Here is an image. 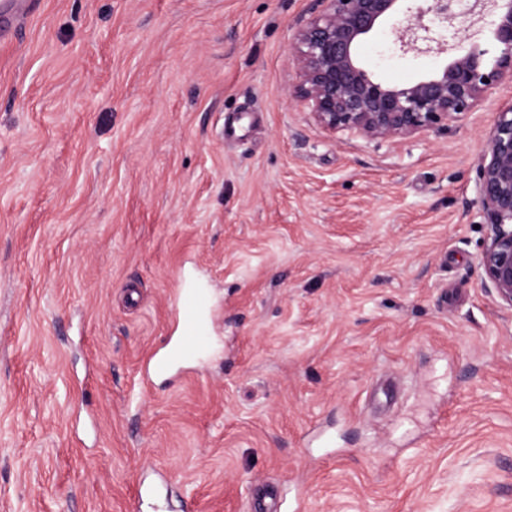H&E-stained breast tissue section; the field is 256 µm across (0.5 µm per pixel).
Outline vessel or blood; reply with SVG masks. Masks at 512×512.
I'll list each match as a JSON object with an SVG mask.
<instances>
[{
  "mask_svg": "<svg viewBox=\"0 0 512 512\" xmlns=\"http://www.w3.org/2000/svg\"><path fill=\"white\" fill-rule=\"evenodd\" d=\"M26 0H0V40H8L16 18L23 12ZM204 295L187 280H180L177 290V310L173 321L176 340L165 355L150 358L142 369L143 378L168 371L190 358H199L209 350L202 308Z\"/></svg>",
  "mask_w": 512,
  "mask_h": 512,
  "instance_id": "1",
  "label": "vessel or blood"
}]
</instances>
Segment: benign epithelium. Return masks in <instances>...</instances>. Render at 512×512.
Masks as SVG:
<instances>
[{
    "label": "benign epithelium",
    "instance_id": "benign-epithelium-1",
    "mask_svg": "<svg viewBox=\"0 0 512 512\" xmlns=\"http://www.w3.org/2000/svg\"><path fill=\"white\" fill-rule=\"evenodd\" d=\"M316 0L315 14L294 35L296 82L290 94L307 103L316 124L369 140H405L473 111L489 90L512 82V0ZM492 7L497 55L460 42L435 76L401 85L375 77L358 57L360 42L391 20L401 47L417 31L446 26L479 6ZM477 203L491 235L480 255L484 287L512 308V103L495 113L487 147L477 159Z\"/></svg>",
    "mask_w": 512,
    "mask_h": 512
}]
</instances>
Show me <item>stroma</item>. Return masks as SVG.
Listing matches in <instances>:
<instances>
[{"label": "stroma", "instance_id": "1", "mask_svg": "<svg viewBox=\"0 0 512 512\" xmlns=\"http://www.w3.org/2000/svg\"><path fill=\"white\" fill-rule=\"evenodd\" d=\"M315 0H31L0 43V512H512V308L476 160L512 84L399 142L290 97ZM489 19L358 55L431 76ZM208 354L143 381L179 275Z\"/></svg>", "mask_w": 512, "mask_h": 512}]
</instances>
